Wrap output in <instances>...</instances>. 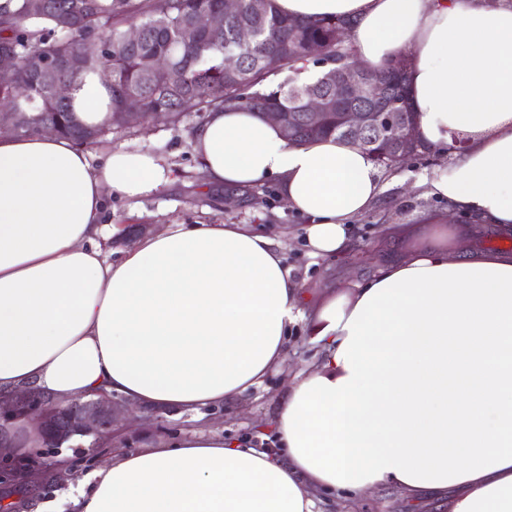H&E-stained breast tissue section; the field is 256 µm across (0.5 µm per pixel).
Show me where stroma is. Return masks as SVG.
Returning a JSON list of instances; mask_svg holds the SVG:
<instances>
[{
	"label": "stroma",
	"instance_id": "obj_1",
	"mask_svg": "<svg viewBox=\"0 0 512 512\" xmlns=\"http://www.w3.org/2000/svg\"><path fill=\"white\" fill-rule=\"evenodd\" d=\"M199 114H188L181 123L146 120L129 128H115L102 142L91 146L94 157L105 149L138 150L152 153L171 163L177 177L174 184L152 196L130 201L116 195L107 200L108 218L122 227L115 239L118 248L133 246L161 224H253L280 238L288 266L300 279L309 301L329 294L348 293L351 286L371 276L377 265L396 251L395 244H382L378 228L383 224H418L425 214L446 211L447 200L430 196L417 188V181L433 177L447 164L444 155L424 162L410 160L405 167L388 172L383 190L372 208L357 217L349 248L336 259L323 261L310 256L304 233L305 220L291 210L274 181L237 190L205 183L202 164L190 145L192 132L201 126ZM317 352L310 343V324L303 321L288 337V355L279 370L271 373L264 386L246 398H231L222 405L206 407L197 413L176 409L157 412L155 421H143L132 433L114 438L112 450L134 452L150 442L171 441L194 433L217 431L224 435L255 433L258 423L275 418L281 409L290 377L314 366ZM93 440L82 437L58 449L46 450L45 470H53L62 459L74 461L70 479H80L106 462L97 453ZM70 480H45L17 490L0 512H37L44 502L56 503L60 512H71ZM321 512H448L436 501L408 498L399 489L383 485L366 492L353 502L338 496L323 497Z\"/></svg>",
	"mask_w": 512,
	"mask_h": 512
}]
</instances>
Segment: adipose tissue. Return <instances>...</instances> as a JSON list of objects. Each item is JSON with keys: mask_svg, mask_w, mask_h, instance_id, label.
I'll use <instances>...</instances> for the list:
<instances>
[{"mask_svg": "<svg viewBox=\"0 0 512 512\" xmlns=\"http://www.w3.org/2000/svg\"><path fill=\"white\" fill-rule=\"evenodd\" d=\"M289 18L352 22L357 61H408L416 136L462 151L428 183L450 210L512 234V0H274ZM83 124L112 117L87 70ZM192 148L208 183L276 178L313 257L350 243L383 173L334 136L288 145L240 107L210 112ZM173 180L161 158L101 162L56 135H0V396L120 394L186 412L259 389L310 319L318 362L291 381L264 442L222 435L119 452L75 487L72 512H317L378 485L447 495L448 512H512V252L444 217L389 224L400 252L350 297L304 307L281 249L250 224H164L129 249L106 200Z\"/></svg>", "mask_w": 512, "mask_h": 512, "instance_id": "obj_1", "label": "adipose tissue"}]
</instances>
